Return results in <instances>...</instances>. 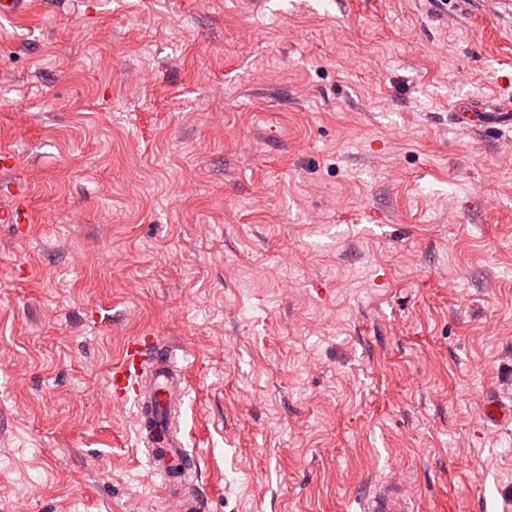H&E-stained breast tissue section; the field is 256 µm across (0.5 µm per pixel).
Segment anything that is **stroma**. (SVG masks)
<instances>
[{
    "mask_svg": "<svg viewBox=\"0 0 512 512\" xmlns=\"http://www.w3.org/2000/svg\"><path fill=\"white\" fill-rule=\"evenodd\" d=\"M0 19V512H167L108 370L180 346L202 512H512V11L28 0ZM14 195L16 198L11 205L0 206V223L14 224L17 225L16 227L23 226L27 230L29 224L34 222L32 212L23 197ZM364 512H414L407 492L392 480L379 484L366 498Z\"/></svg>",
    "mask_w": 512,
    "mask_h": 512,
    "instance_id": "1",
    "label": "stroma"
}]
</instances>
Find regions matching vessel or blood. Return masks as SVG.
<instances>
[{"label": "vessel or blood", "mask_w": 512, "mask_h": 512, "mask_svg": "<svg viewBox=\"0 0 512 512\" xmlns=\"http://www.w3.org/2000/svg\"><path fill=\"white\" fill-rule=\"evenodd\" d=\"M33 221L23 197L0 206L1 224L26 227ZM108 384L114 401H130L140 409L155 404L157 426L148 427L145 417L137 419L149 466L173 501L172 512H199L201 505L194 490L196 458L185 447L178 425L185 391L176 349L155 334L132 337L110 368ZM364 512H414V505L407 492L389 480L367 497Z\"/></svg>", "instance_id": "vessel-or-blood-1"}]
</instances>
